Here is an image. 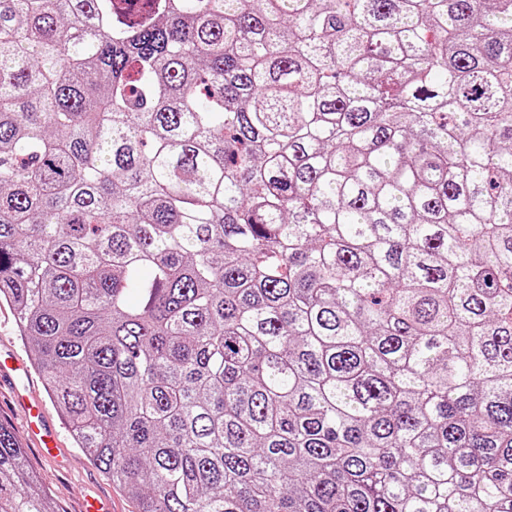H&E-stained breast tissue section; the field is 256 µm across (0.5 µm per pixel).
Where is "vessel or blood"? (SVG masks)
Segmentation results:
<instances>
[{"label": "vessel or blood", "mask_w": 512, "mask_h": 512, "mask_svg": "<svg viewBox=\"0 0 512 512\" xmlns=\"http://www.w3.org/2000/svg\"><path fill=\"white\" fill-rule=\"evenodd\" d=\"M3 377L10 379L15 401L24 404L27 409V419L23 426L25 436L37 444L44 456L57 457V434L49 425L42 404L31 400L27 394L26 383L31 378L30 369L8 348L0 350V378Z\"/></svg>", "instance_id": "b4317fda"}]
</instances>
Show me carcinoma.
<instances>
[{
	"mask_svg": "<svg viewBox=\"0 0 512 512\" xmlns=\"http://www.w3.org/2000/svg\"><path fill=\"white\" fill-rule=\"evenodd\" d=\"M0 301L135 512H512V0H0Z\"/></svg>",
	"mask_w": 512,
	"mask_h": 512,
	"instance_id": "carcinoma-1",
	"label": "carcinoma"
}]
</instances>
